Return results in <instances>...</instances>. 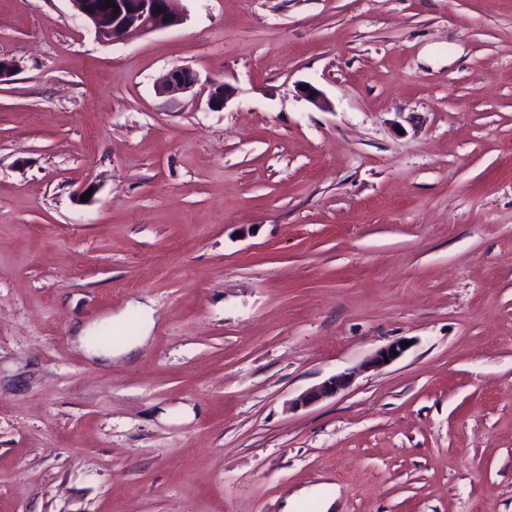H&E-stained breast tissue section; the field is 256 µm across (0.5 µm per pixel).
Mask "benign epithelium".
I'll use <instances>...</instances> for the list:
<instances>
[{
	"label": "benign epithelium",
	"mask_w": 512,
	"mask_h": 512,
	"mask_svg": "<svg viewBox=\"0 0 512 512\" xmlns=\"http://www.w3.org/2000/svg\"><path fill=\"white\" fill-rule=\"evenodd\" d=\"M113 5L105 6V0H69L72 10L89 23L96 39L102 44L124 41L130 37L144 35L182 22V13L176 8L178 0H112ZM197 84L196 75L190 70L175 66L167 72L160 93L175 95L187 92ZM232 96V89L225 83L213 81L208 87L207 105L212 110L223 108ZM404 353L402 341H395L379 349L368 361L367 366L380 368L397 360L392 351ZM352 381V374L341 373L302 393L296 400L298 407H307L323 399L333 397L346 390Z\"/></svg>",
	"instance_id": "1"
}]
</instances>
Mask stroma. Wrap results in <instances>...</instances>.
I'll use <instances>...</instances> for the list:
<instances>
[{
    "label": "stroma",
    "mask_w": 512,
    "mask_h": 512,
    "mask_svg": "<svg viewBox=\"0 0 512 512\" xmlns=\"http://www.w3.org/2000/svg\"><path fill=\"white\" fill-rule=\"evenodd\" d=\"M179 7L0 0V512H512V0ZM111 1L113 6L104 7L105 0H69L72 10L92 26L102 44L124 41L182 22V13L175 6L178 0ZM197 81L193 72L184 67L175 66L167 72L160 94L175 95L187 92L195 87ZM352 381V373L331 376L302 393L296 400L297 407H307L323 399L336 396L346 390Z\"/></svg>",
    "instance_id": "1"
}]
</instances>
